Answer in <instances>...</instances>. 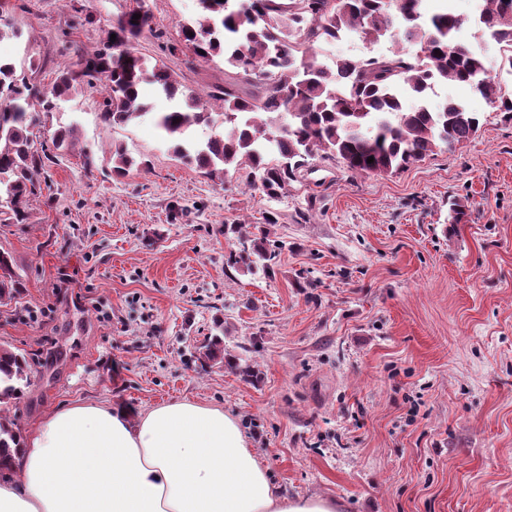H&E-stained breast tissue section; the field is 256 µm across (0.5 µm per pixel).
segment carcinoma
<instances>
[{"instance_id": "carcinoma-1", "label": "carcinoma", "mask_w": 512, "mask_h": 512, "mask_svg": "<svg viewBox=\"0 0 512 512\" xmlns=\"http://www.w3.org/2000/svg\"><path fill=\"white\" fill-rule=\"evenodd\" d=\"M475 2L476 27L499 46L501 65L512 73V0ZM197 5V16L179 22L182 41L171 51L181 46L197 60H223L254 87L250 95L231 86L206 97L185 90L165 64L150 67L133 51L81 56L75 66L59 69L50 87L28 77L38 69L34 62L18 67L0 61V224L27 222L45 162L73 150L75 124H58L51 146L40 151L32 128L54 116L58 100L79 93L83 76L106 81L101 118L109 126L148 114L145 84L180 99L158 119L173 155L220 184L230 172L247 169L249 187L270 199L286 193L316 156L337 158L353 174L382 175L468 141L480 127L479 114L452 99L430 108L426 97L438 83L467 85L512 119V98L490 75L481 48L458 40L462 20L446 9L425 17L423 0H197ZM148 22L141 8L127 12L114 30L116 40L131 41ZM347 31L369 44L389 37L411 51L338 57L335 66H322L318 49ZM218 124L224 129L204 142L191 136L195 126ZM146 165L125 146H114L113 175ZM466 217L463 202L448 201V223L461 224ZM229 232L240 244L232 264L274 275L283 242L267 243L264 227L253 233L241 223L224 226ZM18 285L11 256L0 251V302L14 299ZM30 383L27 355L0 347V405L20 398ZM18 437L14 423L0 415V464Z\"/></svg>"}]
</instances>
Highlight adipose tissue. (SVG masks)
I'll use <instances>...</instances> for the list:
<instances>
[{
    "instance_id": "adipose-tissue-1",
    "label": "adipose tissue",
    "mask_w": 512,
    "mask_h": 512,
    "mask_svg": "<svg viewBox=\"0 0 512 512\" xmlns=\"http://www.w3.org/2000/svg\"><path fill=\"white\" fill-rule=\"evenodd\" d=\"M0 512H341L283 496L237 418L192 402L139 415L76 402L42 416L0 466Z\"/></svg>"
}]
</instances>
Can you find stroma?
I'll list each match as a JSON object with an SVG mask.
<instances>
[{"label": "stroma", "instance_id": "1", "mask_svg": "<svg viewBox=\"0 0 512 512\" xmlns=\"http://www.w3.org/2000/svg\"><path fill=\"white\" fill-rule=\"evenodd\" d=\"M129 0H5L0 55L40 60L50 84L106 51ZM133 40L206 94L248 92L222 61L170 54L196 0H144ZM478 133L387 175L314 159L280 199L182 164L155 125L103 124L102 81L63 101L77 151L47 164L24 224H0L22 287L0 303V346L33 353L32 384L5 407L18 432L74 402L139 412L170 401L236 416L290 499L345 512H512V119L469 87ZM121 144L149 165L112 175ZM95 166L84 169L81 153ZM467 206L448 221V202ZM277 222L273 277L228 266L224 227ZM224 324L225 363L204 358Z\"/></svg>", "mask_w": 512, "mask_h": 512}]
</instances>
